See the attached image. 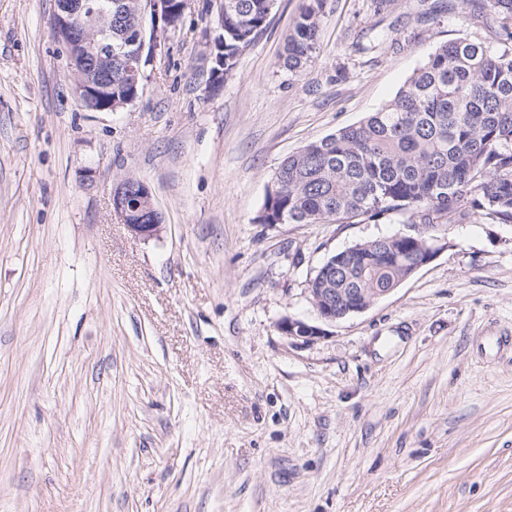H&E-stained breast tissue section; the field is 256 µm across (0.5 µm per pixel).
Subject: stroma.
I'll return each mask as SVG.
<instances>
[{"instance_id": "1", "label": "stroma", "mask_w": 512, "mask_h": 512, "mask_svg": "<svg viewBox=\"0 0 512 512\" xmlns=\"http://www.w3.org/2000/svg\"><path fill=\"white\" fill-rule=\"evenodd\" d=\"M302 0L210 85L217 0H189L138 98L85 111L55 0H0V512H512V223L442 226L437 258L306 342L308 278L404 231L259 224L281 160L389 102L481 0ZM149 187L158 237L112 193ZM288 35L283 66L289 72L300 73L309 62L318 42L324 0H304ZM130 184L140 185L137 196L127 193ZM113 206L131 234L138 239H149L157 236L162 224H157L160 217L154 205L151 192L142 180L126 177L121 180L113 191Z\"/></svg>"}]
</instances>
